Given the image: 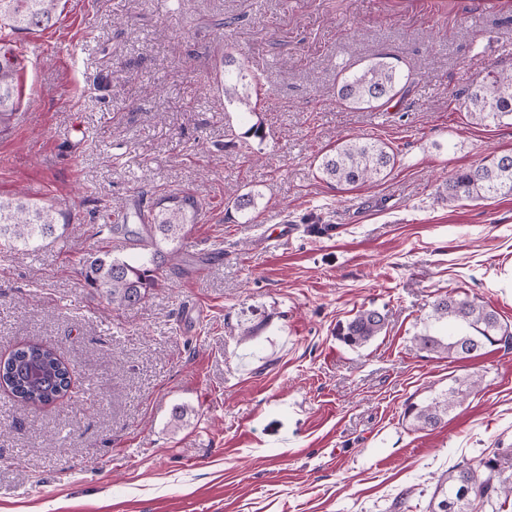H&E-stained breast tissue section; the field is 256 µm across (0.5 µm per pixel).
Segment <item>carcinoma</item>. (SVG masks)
<instances>
[{
  "instance_id": "cac0c4a2",
  "label": "carcinoma",
  "mask_w": 512,
  "mask_h": 512,
  "mask_svg": "<svg viewBox=\"0 0 512 512\" xmlns=\"http://www.w3.org/2000/svg\"><path fill=\"white\" fill-rule=\"evenodd\" d=\"M61 0H0V29L46 30L56 23ZM19 59L0 36V128L15 115L20 99ZM221 75L224 98L251 108L246 92L245 69L232 54L221 52L215 63ZM405 76L396 66L372 62L356 72L345 73L337 84L338 101L348 107L380 108L406 91ZM468 117L475 125L512 121V72H487L464 99ZM393 150L376 141L349 138L323 155L319 169L328 180L356 186L383 179L393 169ZM445 198L480 199L512 196V153L489 163L459 171L445 187ZM207 202L188 192L169 193L146 209H138V227L112 225V233L135 242L141 253L133 258L102 250L82 261L85 284L115 308L141 303L161 282L160 271L175 259L174 245L184 240L188 225L197 223ZM58 231V212L20 198H0V245L29 249ZM386 315L377 309L359 311L343 327L339 340L360 349L379 336ZM419 350L437 358L465 359L480 355L489 346H512V326L497 313L468 298L441 296L426 316L424 328L414 336ZM477 384L470 377L420 403H410L403 418L417 430L437 428L448 411L460 404ZM0 386L18 401L47 406L63 398L72 387L69 365L49 346L27 343L0 364ZM512 503V447L498 448L477 463L460 462L437 477L428 512H504Z\"/></svg>"
}]
</instances>
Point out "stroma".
Instances as JSON below:
<instances>
[{"label": "stroma", "mask_w": 512, "mask_h": 512, "mask_svg": "<svg viewBox=\"0 0 512 512\" xmlns=\"http://www.w3.org/2000/svg\"><path fill=\"white\" fill-rule=\"evenodd\" d=\"M59 13L8 35L23 91L0 132V197L54 203L69 224L35 250L0 246V358L46 343L74 388L39 410L0 388V512H392L402 494L426 512L435 476L512 446V348L437 359L413 341L445 294L512 325V197H437L512 152V124H471L462 106L489 70L512 71V0ZM222 48L253 75V110L216 87ZM381 55L410 74L404 97L340 104L339 70ZM356 136L388 144L394 168L327 182L321 157ZM177 190L210 204L182 262L112 308L81 259L113 246L101 224ZM247 191L244 215L229 200ZM368 308L386 327L351 350L337 329ZM463 376L477 385L439 427L404 421Z\"/></svg>", "instance_id": "stroma-1"}]
</instances>
